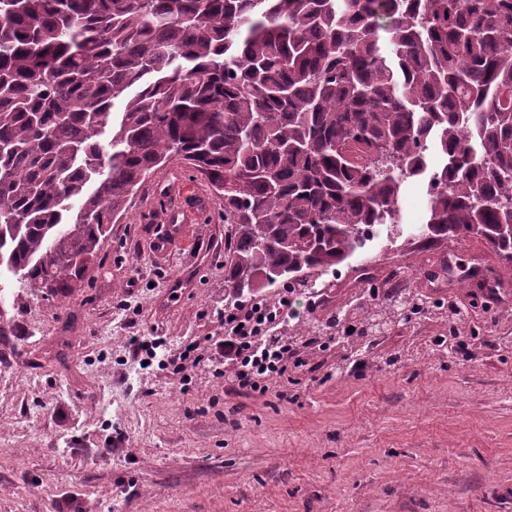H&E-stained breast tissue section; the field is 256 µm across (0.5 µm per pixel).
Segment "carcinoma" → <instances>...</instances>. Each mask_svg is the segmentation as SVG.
Returning <instances> with one entry per match:
<instances>
[{
  "instance_id": "cac0c4a2",
  "label": "carcinoma",
  "mask_w": 512,
  "mask_h": 512,
  "mask_svg": "<svg viewBox=\"0 0 512 512\" xmlns=\"http://www.w3.org/2000/svg\"><path fill=\"white\" fill-rule=\"evenodd\" d=\"M173 162L224 202L236 295L335 270L425 177L422 239H484L512 272V0H0L20 287L67 293Z\"/></svg>"
}]
</instances>
